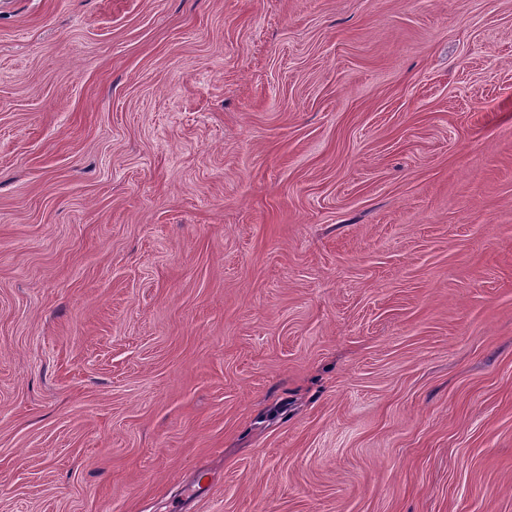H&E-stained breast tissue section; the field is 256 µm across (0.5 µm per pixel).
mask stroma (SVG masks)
<instances>
[{"label":"stroma","mask_w":512,"mask_h":512,"mask_svg":"<svg viewBox=\"0 0 512 512\" xmlns=\"http://www.w3.org/2000/svg\"><path fill=\"white\" fill-rule=\"evenodd\" d=\"M0 512H512V0H0Z\"/></svg>","instance_id":"35a3bbf8"}]
</instances>
